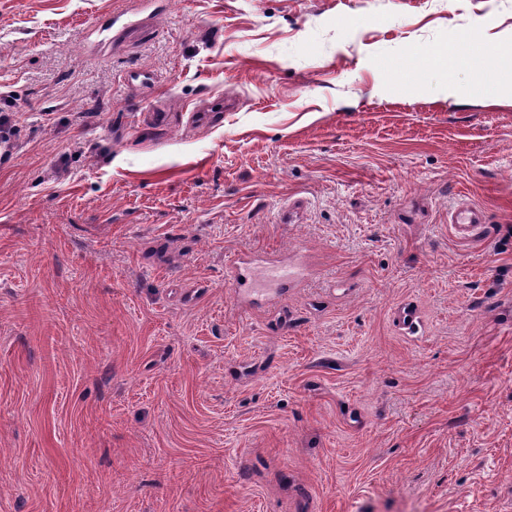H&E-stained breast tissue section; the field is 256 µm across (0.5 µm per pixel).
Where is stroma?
I'll list each match as a JSON object with an SVG mask.
<instances>
[{"mask_svg":"<svg viewBox=\"0 0 512 512\" xmlns=\"http://www.w3.org/2000/svg\"><path fill=\"white\" fill-rule=\"evenodd\" d=\"M0 115V512H512V0H0ZM448 224L452 233L462 240H475L482 236L484 225L480 224L475 212L469 207L459 208L451 214ZM304 275L302 268L288 266H270L264 269L262 278L267 286H288V282L301 278Z\"/></svg>","mask_w":512,"mask_h":512,"instance_id":"stroma-1","label":"stroma"}]
</instances>
